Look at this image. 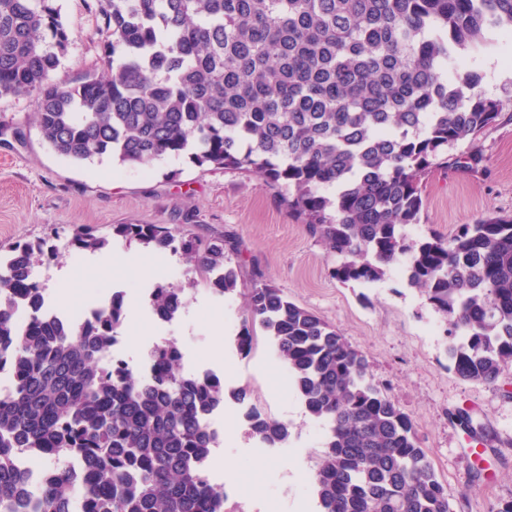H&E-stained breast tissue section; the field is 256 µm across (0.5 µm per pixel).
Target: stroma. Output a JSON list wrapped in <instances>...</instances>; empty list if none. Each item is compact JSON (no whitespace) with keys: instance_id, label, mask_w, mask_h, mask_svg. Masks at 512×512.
<instances>
[{"instance_id":"35a3bbf8","label":"stroma","mask_w":512,"mask_h":512,"mask_svg":"<svg viewBox=\"0 0 512 512\" xmlns=\"http://www.w3.org/2000/svg\"><path fill=\"white\" fill-rule=\"evenodd\" d=\"M91 2L59 0L72 35L58 79L75 82L105 68L108 35L90 12ZM466 65L482 71L485 91L512 108L511 39L497 51L468 56ZM34 110L30 95L0 99V247L51 238L58 255L42 266L44 284L62 305L122 291L127 315L115 353L129 363H141L165 339L180 347L183 370L208 369L223 378L224 443L212 452L208 469L224 487L227 512L318 510L312 478L325 428L307 412L265 336L251 350L238 345L247 314L242 292L255 265L288 300L336 327L366 356L373 381L412 417L448 488L451 512H494L500 500L512 499V366L492 385L461 379L448 362L443 319L407 285L399 265L367 287L340 283L329 275L335 256L288 214L262 176L199 168L183 157L148 168L107 159L77 164L44 143ZM17 126L24 139L14 137ZM479 146L483 173L425 178V210L411 236L432 230L449 235L488 210L512 213V125L487 131ZM127 223L183 224L205 240L238 236V293L222 297L192 283V266L179 254L123 241L122 252L140 256L137 268L129 269L112 252L79 253L68 245L72 225L89 224L108 236L113 225ZM159 282L188 287L185 308L168 323L156 319L146 296ZM239 390L246 391L245 401L234 399ZM253 407L287 425L285 447L268 448L248 436L245 416ZM459 408L480 426L483 457L473 454L467 433L450 421ZM477 467L485 481L474 480Z\"/></svg>"}]
</instances>
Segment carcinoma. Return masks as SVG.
Segmentation results:
<instances>
[{
	"label": "carcinoma",
	"instance_id": "1",
	"mask_svg": "<svg viewBox=\"0 0 512 512\" xmlns=\"http://www.w3.org/2000/svg\"><path fill=\"white\" fill-rule=\"evenodd\" d=\"M110 40L107 71L77 83L54 72L72 28L58 0H0V98L32 94L43 140L73 162L148 167L187 156L266 178L283 204L336 256L337 281H379L403 262L446 324L450 367L495 383L512 365V214L494 210L448 237L411 239L421 223V179L475 175L477 141L512 123L505 103L468 71L448 79L460 50L484 32L512 36V0H93ZM467 149L460 148L464 141ZM112 237L187 256L215 293L237 291V237L204 245L182 228L114 224ZM112 241L71 229L69 245ZM44 238L0 249V344L16 353L0 392V512H22L21 448L82 461L85 479L53 469L34 512H224V491L202 477L212 448L205 416L224 404L215 374L185 375L174 341L157 344L153 374L104 361L125 319L120 293L94 319L62 328L42 315L32 270L54 258ZM239 347L255 326L272 340L307 411L326 435L313 477L318 512H450L447 487L412 418L368 377V362L335 327L288 300L252 269ZM32 318L19 333L9 308ZM182 284L159 283L153 312L169 322ZM249 434L270 448L288 427L254 408Z\"/></svg>",
	"mask_w": 512,
	"mask_h": 512
}]
</instances>
